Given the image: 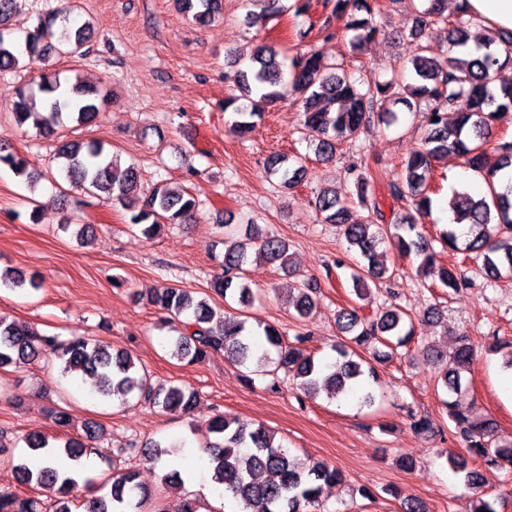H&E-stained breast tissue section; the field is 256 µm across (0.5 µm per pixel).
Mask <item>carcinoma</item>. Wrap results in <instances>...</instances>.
Here are the masks:
<instances>
[{"label": "carcinoma", "mask_w": 512, "mask_h": 512, "mask_svg": "<svg viewBox=\"0 0 512 512\" xmlns=\"http://www.w3.org/2000/svg\"><path fill=\"white\" fill-rule=\"evenodd\" d=\"M24 0H0V73L14 72L20 60L49 62L54 56L84 58L89 54L92 26L78 21V0L62 3L36 16L35 25L25 31L24 44L18 46L12 28L14 15L21 11ZM262 15L245 16L253 26L273 19L285 11L281 0H261ZM415 11L409 36L414 43L410 65L414 72L405 79L406 67L392 70L391 77L380 79L364 75L341 63L328 64L312 50L299 51L289 64L278 60L279 51L268 43L256 46L245 68L235 70L231 80L236 93L225 98L224 110L238 115L231 129L244 137L254 127V119L278 103L290 98L301 103L303 126L315 141V156L322 162L336 157L338 147L355 139L360 130L375 121L389 128L399 121L393 106L402 104L406 111L427 107L419 147L401 161L400 175L387 184V196L398 206L397 217L384 223V214L375 193V178L361 157L352 159L348 173L353 177L356 202L338 198L332 190H319L312 201L319 224H335L342 230L347 251L354 252L352 263L336 261V268L350 269L357 297L362 298L375 286L391 278L392 271L384 263L387 246L402 256L414 255L418 272L428 275L438 270L443 286L457 293L472 285L473 280L458 275L448 267H436L437 252L431 241L419 231L418 221L432 209L429 195L434 162L454 154L463 159L464 167L481 176L487 186L484 197H474L465 187L455 190L453 222L470 225L472 239L461 248L449 229L439 231V242L448 252L471 253L473 273L486 280L512 275V184L497 188L498 171L512 167V142L493 141L494 128L501 117L512 111V84H495L494 74L512 67V35L487 31L475 41V49L464 55L452 54L455 47L470 41L469 26L475 24L464 10L448 16V0H421ZM179 9L200 26H208L223 13L222 0H177ZM382 15L380 0H323L322 20L318 32L331 38L334 22H344L353 32L351 57H360L364 45L379 33ZM447 30L448 46L433 39L434 28ZM33 81L41 95L44 111L36 107L33 94L21 91L12 104V117L20 126H30L39 135H51L66 120L88 125L103 111L108 96L102 89L80 80L61 77L60 72L46 66L36 72ZM456 118L448 122V112ZM53 159L66 177L84 194L106 201L123 202L133 195L141 205L130 218V224L141 227L145 236H154L167 224H184L198 212V201L189 189L159 181L143 189L140 169L116 162L102 140L60 141ZM34 183L42 172L30 159L0 146V165ZM265 172L276 176L280 186L291 190L306 177V167L298 158L286 153L270 157ZM367 211L365 222L352 218V205ZM263 260L281 270L290 268L288 241L276 235H260L247 229L239 235H224L222 272L211 288L220 297L249 308L256 292L246 278V265ZM37 290L41 281L18 269L0 272V286ZM318 286L301 281L288 291V307L298 319L309 317L316 305ZM147 301L157 309L163 324L178 321L182 331L169 338L171 355L179 360L200 362L212 353L222 352L234 364L252 376L268 379L272 391L290 379L309 395L321 392L338 398L353 390L362 391V403L374 402L367 387L377 380L376 365L390 362L397 350L409 345L413 334V318L403 308H387L370 317L350 307L339 311L336 324L341 340L334 346L336 362L325 374L316 352L307 347L309 335L298 332L288 338L277 326L257 321L258 330L248 327L249 316H228L207 296L175 287H162L148 295ZM473 337L456 336L453 366L444 370L442 384L448 391V417L455 424V436L474 456L478 466L449 456L447 462L455 473H465L468 487L482 492L486 473L512 472V442L496 441V423L479 419L462 409L460 398L469 390L470 365L473 361ZM47 360L60 366L61 374H82V382L104 399L118 397L127 404L138 402L163 412L192 411L198 394L185 387L167 389L152 384L147 369L137 365L126 351L90 336L74 335L66 339L42 334L34 327L6 322L0 318V368ZM56 427L63 431L59 451L73 462L88 453L104 455L97 444L103 428L84 424L81 437L67 434V414H54ZM206 448L213 480L242 501L245 509L253 506L259 512H322L325 487L343 481V473L335 467L317 462L306 463L276 442V435L262 425L228 419L217 414L206 426ZM171 453L169 445L151 441L142 449L145 460L156 464ZM17 480L36 486L53 495V499L21 494L0 488V512H113V507L136 497L142 507L151 492L129 470L113 478L110 495L80 500L72 495L77 480L61 476L51 467L32 470L29 463L14 466Z\"/></svg>", "instance_id": "carcinoma-1"}]
</instances>
